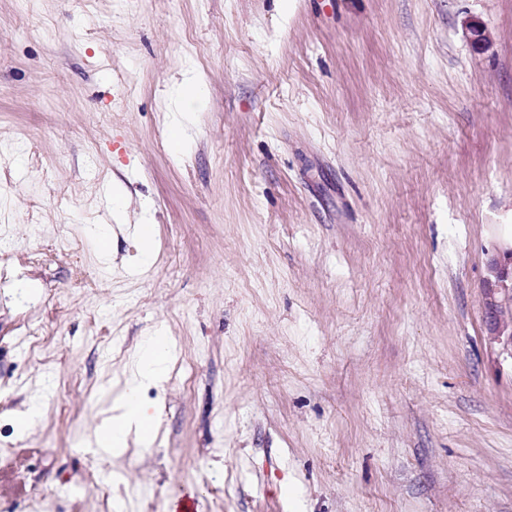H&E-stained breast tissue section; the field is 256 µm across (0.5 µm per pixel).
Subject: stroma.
<instances>
[{
    "label": "stroma",
    "instance_id": "stroma-1",
    "mask_svg": "<svg viewBox=\"0 0 512 512\" xmlns=\"http://www.w3.org/2000/svg\"><path fill=\"white\" fill-rule=\"evenodd\" d=\"M511 229L512 0H0V512H512ZM493 280L486 282L492 336L502 350L512 356V319L501 316L503 307L512 305V249L490 261ZM161 336L152 337L143 351L138 373L129 381L119 397L116 407L117 414L112 416V424L108 429V437L97 436L96 444L106 452L120 453L127 447V433L134 425L141 443L152 442L157 434V426L153 416L147 413L139 403V391L146 381L159 379L166 370L168 359V341L166 346L159 341Z\"/></svg>",
    "mask_w": 512,
    "mask_h": 512
}]
</instances>
